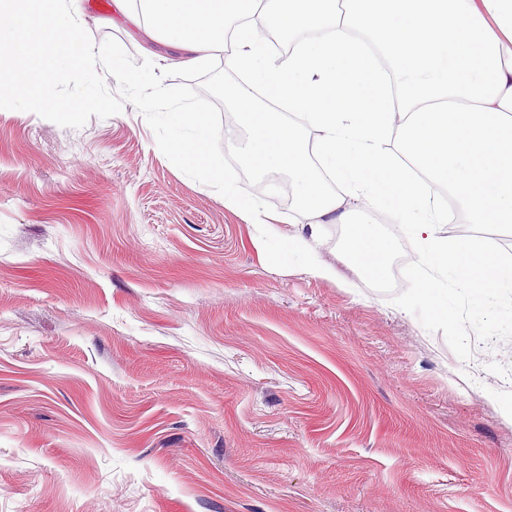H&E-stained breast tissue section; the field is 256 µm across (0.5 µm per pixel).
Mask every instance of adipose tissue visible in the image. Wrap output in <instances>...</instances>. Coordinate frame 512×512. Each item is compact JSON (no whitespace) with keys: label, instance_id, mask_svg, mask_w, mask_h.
Listing matches in <instances>:
<instances>
[{"label":"adipose tissue","instance_id":"obj_1","mask_svg":"<svg viewBox=\"0 0 512 512\" xmlns=\"http://www.w3.org/2000/svg\"><path fill=\"white\" fill-rule=\"evenodd\" d=\"M147 18L187 65L226 51L244 76L236 112L251 131L225 149L257 176L285 170L295 204L313 221L346 223L363 271L382 278L388 249L373 227L388 207L407 224L425 264L418 292L448 306L443 279L470 291L477 307L512 293V266L481 235H441L447 193L465 224H512V0H115ZM297 43L275 62L254 17ZM287 103L318 136L307 144L287 112L255 103L256 91ZM343 186L326 190L325 180Z\"/></svg>","mask_w":512,"mask_h":512}]
</instances>
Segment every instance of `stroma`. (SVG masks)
<instances>
[{
    "label": "stroma",
    "instance_id": "1",
    "mask_svg": "<svg viewBox=\"0 0 512 512\" xmlns=\"http://www.w3.org/2000/svg\"><path fill=\"white\" fill-rule=\"evenodd\" d=\"M94 42L178 67L81 0ZM259 230L177 169L133 105L79 129L0 111V512H512V297L476 315L386 287L282 197Z\"/></svg>",
    "mask_w": 512,
    "mask_h": 512
}]
</instances>
